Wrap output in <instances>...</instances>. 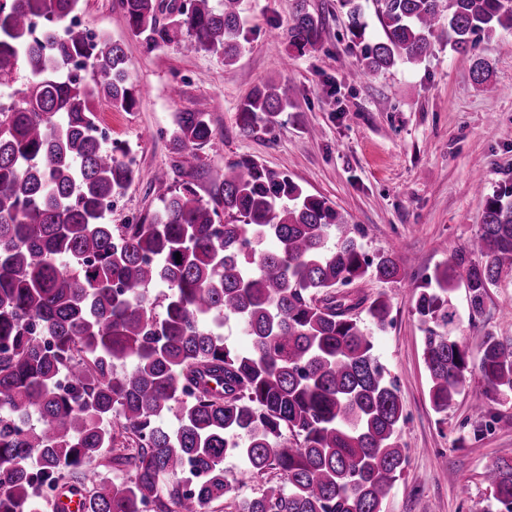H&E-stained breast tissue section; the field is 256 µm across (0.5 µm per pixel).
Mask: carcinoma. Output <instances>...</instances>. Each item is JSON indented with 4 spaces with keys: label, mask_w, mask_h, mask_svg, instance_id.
Returning a JSON list of instances; mask_svg holds the SVG:
<instances>
[{
    "label": "carcinoma",
    "mask_w": 512,
    "mask_h": 512,
    "mask_svg": "<svg viewBox=\"0 0 512 512\" xmlns=\"http://www.w3.org/2000/svg\"><path fill=\"white\" fill-rule=\"evenodd\" d=\"M80 2L0 0V86L26 73L17 102L0 108V512H31L39 489L63 487L87 512H168L165 496L177 512H208L233 492L231 452L247 474L280 475L238 512H383L408 463L399 386L371 331L390 325L389 304L342 288L369 274L398 282L404 269L389 253L368 258L344 216L288 176L251 159L204 163L215 130L201 108L178 113L170 135L184 180L155 178L149 222L107 223L102 203L136 169L127 148L95 136L93 102L129 112L136 97L121 43L83 28L56 39ZM241 2L216 11L210 0H120L146 45L220 54L226 65L242 52ZM340 3L364 40L362 0ZM375 3L384 37L363 44L361 77L421 62L436 39L471 51L475 36L512 30V0ZM34 19L46 24L38 38ZM318 37V19L296 0L290 44L302 52ZM79 60L91 81L71 72ZM473 75L493 90L485 59L475 57ZM287 107L279 86L257 87L240 128H267ZM473 251L478 260L455 252L415 292L438 413L470 373L466 346L448 334L456 269L481 314L488 288L512 272V184L484 198ZM155 284L165 288L160 312ZM230 318L250 350L224 339ZM477 368L490 390L512 394V339L483 336ZM173 411L181 425L170 431ZM105 453L126 481L99 475ZM483 477L497 512H512V458Z\"/></svg>",
    "instance_id": "obj_1"
}]
</instances>
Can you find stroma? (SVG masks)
Returning a JSON list of instances; mask_svg holds the SVG:
<instances>
[{"instance_id": "35a3bbf8", "label": "stroma", "mask_w": 512, "mask_h": 512, "mask_svg": "<svg viewBox=\"0 0 512 512\" xmlns=\"http://www.w3.org/2000/svg\"><path fill=\"white\" fill-rule=\"evenodd\" d=\"M294 6L295 0H242L247 41L228 66L223 56L186 54L173 43L146 48L130 34L119 0H82L81 12L96 34L123 44L138 97L129 112L114 111L104 100L95 104L99 122L111 126L113 141L130 148L137 170L107 220L151 218L158 208L152 191L158 172L179 184L168 132L177 113L200 106L216 129L206 163L251 158L333 203L347 224L362 229L369 256L395 254L408 275L401 283L370 275L354 284L356 295L381 294L390 303L391 323L375 333L374 353L400 386L405 417L409 463L383 512H496L483 472L512 457V397L486 392L475 371L446 412L433 410L413 288L448 264L453 249L469 248L477 238V175H484L489 194L512 180V31L479 39L477 55L492 68L491 93L472 75L477 55L440 41L421 63L359 80L360 43L339 0H306L307 9L322 17L319 47L306 53L289 43ZM268 81L281 87L288 107L271 128L244 134L239 106ZM449 300L456 312L452 334L471 352H478L485 334L512 338V275L489 288L480 315L472 314L464 285ZM481 391L488 415L480 421L470 400ZM224 469L236 480L233 497L212 503L210 512H236L238 502L279 480L273 471L244 473L233 454Z\"/></svg>"}]
</instances>
